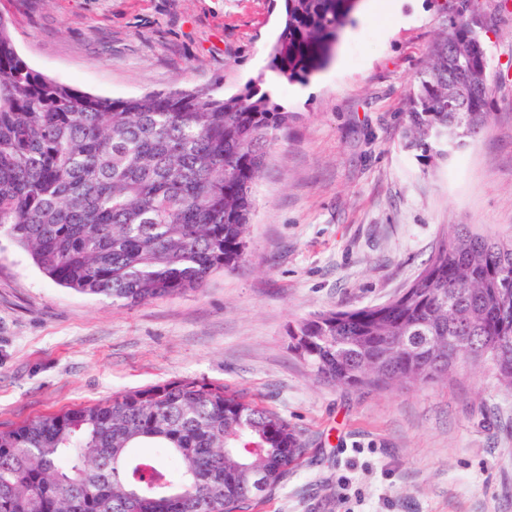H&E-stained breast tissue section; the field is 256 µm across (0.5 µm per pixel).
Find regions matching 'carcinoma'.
Returning a JSON list of instances; mask_svg holds the SVG:
<instances>
[{
    "label": "carcinoma",
    "instance_id": "cac0c4a2",
    "mask_svg": "<svg viewBox=\"0 0 512 512\" xmlns=\"http://www.w3.org/2000/svg\"><path fill=\"white\" fill-rule=\"evenodd\" d=\"M357 0H283L269 68L304 83L331 60ZM0 12V235L59 285L135 307L201 290L246 257L252 188L298 118L252 81L230 97L174 89L110 98L34 70ZM476 32L456 17L415 79L403 147L448 157L455 128L478 133L491 95L459 112L448 81L489 69ZM512 234L457 225L408 298L320 311L296 325L290 348L343 387L425 384L461 360L492 363L512 389ZM395 336L464 337L457 359L404 351L363 378ZM173 459L168 469L155 455ZM298 432L228 387L179 378L58 414L0 427V512H243L302 458Z\"/></svg>",
    "mask_w": 512,
    "mask_h": 512
}]
</instances>
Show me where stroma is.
Here are the masks:
<instances>
[{
	"label": "stroma",
	"instance_id": "1",
	"mask_svg": "<svg viewBox=\"0 0 512 512\" xmlns=\"http://www.w3.org/2000/svg\"><path fill=\"white\" fill-rule=\"evenodd\" d=\"M35 70L110 98L268 70L281 0H0ZM485 26L490 118L448 160L400 145L414 76L450 13ZM356 9L331 61L273 99L299 120L252 189L248 256L205 288L132 308L56 285L0 237V424L179 378L247 393L305 454L252 512H512V390L491 363L388 389L317 378L289 326L403 293L446 229L512 232V0Z\"/></svg>",
	"mask_w": 512,
	"mask_h": 512
}]
</instances>
